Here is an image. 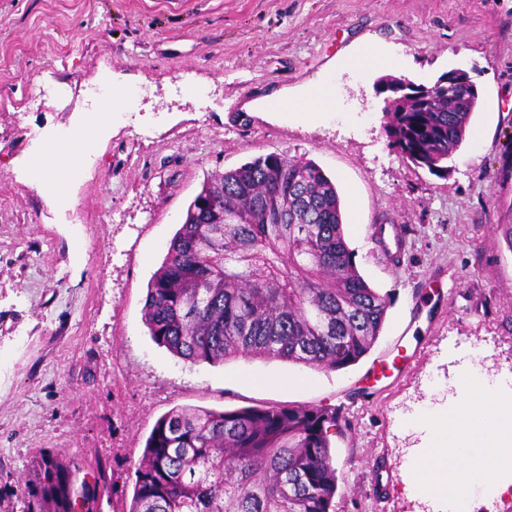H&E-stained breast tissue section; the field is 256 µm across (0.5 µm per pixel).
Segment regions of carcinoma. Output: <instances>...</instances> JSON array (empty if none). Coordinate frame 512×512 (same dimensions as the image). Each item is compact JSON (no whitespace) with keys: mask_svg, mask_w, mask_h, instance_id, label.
I'll return each mask as SVG.
<instances>
[{"mask_svg":"<svg viewBox=\"0 0 512 512\" xmlns=\"http://www.w3.org/2000/svg\"><path fill=\"white\" fill-rule=\"evenodd\" d=\"M447 94L384 124L403 158L440 176L480 103L471 89ZM387 309L355 266L331 178L269 153L195 196L144 319L156 344L192 363L252 355L341 370L370 350ZM336 419L322 407L174 408L146 441L129 512H334Z\"/></svg>","mask_w":512,"mask_h":512,"instance_id":"1","label":"carcinoma"}]
</instances>
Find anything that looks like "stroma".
<instances>
[{
	"label": "stroma",
	"instance_id": "1",
	"mask_svg": "<svg viewBox=\"0 0 512 512\" xmlns=\"http://www.w3.org/2000/svg\"><path fill=\"white\" fill-rule=\"evenodd\" d=\"M431 84L462 68L478 86L447 177L404 160L383 130L378 70ZM329 107L305 122L317 83ZM68 99L27 109L31 89ZM283 100L277 112L266 109ZM111 112L57 195L27 162ZM276 152L336 182L358 272L388 302L355 365L260 356L192 364L143 318L148 282L203 182ZM512 0H0V512H51L40 464L86 482L91 512H128L156 421L176 407L299 405L337 413L336 512H442L403 481L424 433L416 409L447 405L480 364L512 376ZM369 224L407 229L385 266Z\"/></svg>",
	"mask_w": 512,
	"mask_h": 512
}]
</instances>
